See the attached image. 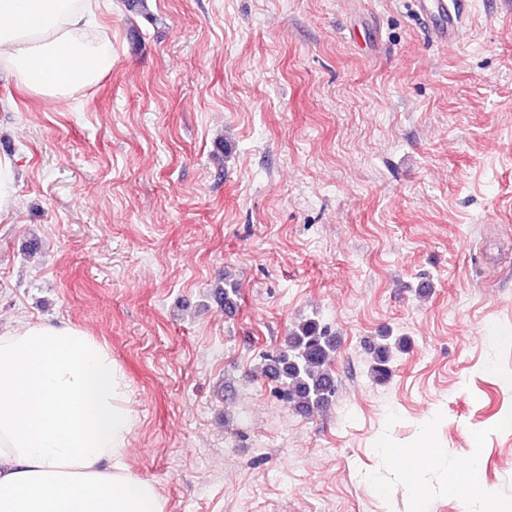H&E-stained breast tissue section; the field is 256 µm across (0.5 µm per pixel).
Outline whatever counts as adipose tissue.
Here are the masks:
<instances>
[{
	"mask_svg": "<svg viewBox=\"0 0 512 512\" xmlns=\"http://www.w3.org/2000/svg\"><path fill=\"white\" fill-rule=\"evenodd\" d=\"M91 27L87 0H0V72L69 102L112 68ZM136 425L123 369L88 331L26 319L0 328V512H166L125 463ZM379 448L415 512H428L417 489L435 455L432 424L414 449Z\"/></svg>",
	"mask_w": 512,
	"mask_h": 512,
	"instance_id": "ef3b65f1",
	"label": "adipose tissue"
}]
</instances>
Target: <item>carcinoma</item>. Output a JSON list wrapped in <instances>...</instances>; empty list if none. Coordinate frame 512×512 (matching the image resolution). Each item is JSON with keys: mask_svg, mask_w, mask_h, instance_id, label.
I'll return each mask as SVG.
<instances>
[{"mask_svg": "<svg viewBox=\"0 0 512 512\" xmlns=\"http://www.w3.org/2000/svg\"><path fill=\"white\" fill-rule=\"evenodd\" d=\"M217 295L226 304L235 303L239 295L237 282L224 276V286L218 288ZM407 347L404 338H393L386 332L381 335V342L374 347L372 365V373L377 380H387L390 362ZM336 348V337L316 319H307L292 328L288 349L275 355H265V370L280 381L278 397L307 411L329 408L337 393V387L331 385Z\"/></svg>", "mask_w": 512, "mask_h": 512, "instance_id": "carcinoma-1", "label": "carcinoma"}]
</instances>
